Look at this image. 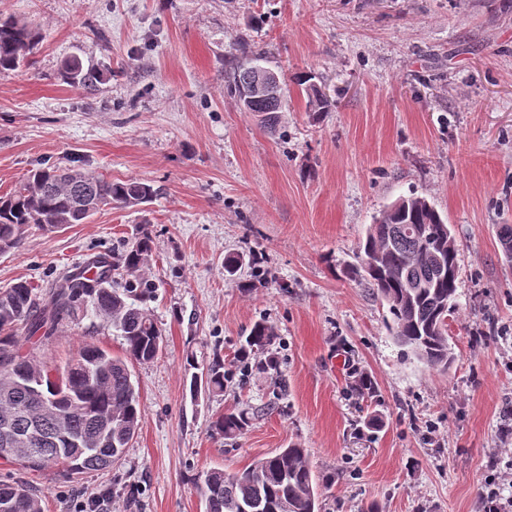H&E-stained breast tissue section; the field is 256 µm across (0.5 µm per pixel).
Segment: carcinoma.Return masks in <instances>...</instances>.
<instances>
[{
    "mask_svg": "<svg viewBox=\"0 0 512 512\" xmlns=\"http://www.w3.org/2000/svg\"><path fill=\"white\" fill-rule=\"evenodd\" d=\"M39 44V33L13 17L0 18V75L27 62ZM263 56L255 53L224 71V89L245 112H260L267 127L278 125L284 99L267 97L244 103L245 84L256 77ZM72 80L93 85L94 77L73 59L66 65ZM301 73L307 109L327 112L333 106ZM158 194L139 179L112 181L73 167L49 166L30 172L0 196V253L24 244L32 225L45 233L70 224H85L101 207H136ZM153 250L142 230L118 255L99 254L68 275L47 303L37 287L21 280L0 289V464L10 467L0 480V512H43L42 499L27 475L62 467L75 482L88 470L112 467L138 434L139 394L129 364L154 361L163 348L162 329L147 306L155 284L144 273ZM358 264L350 272L368 285L390 315L395 343L428 368L446 373L453 357L448 346V320L457 308V250L447 219L426 198L400 197L373 217L359 246ZM94 314L120 332L121 356L84 344L63 365L37 360L23 351L19 333L38 346L51 339L63 321L80 322ZM275 331L265 321L253 324L235 360L248 364L273 344ZM194 369L190 390L224 392L233 373L214 355ZM252 424L245 410L216 417L212 432L224 439L244 434ZM36 434L26 456L15 460L6 448L14 436ZM204 512H321L307 449L292 443L253 461L238 473L213 469L201 486Z\"/></svg>",
    "mask_w": 512,
    "mask_h": 512,
    "instance_id": "1",
    "label": "carcinoma"
}]
</instances>
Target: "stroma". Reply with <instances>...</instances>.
<instances>
[{"mask_svg": "<svg viewBox=\"0 0 512 512\" xmlns=\"http://www.w3.org/2000/svg\"><path fill=\"white\" fill-rule=\"evenodd\" d=\"M38 26L29 65L0 76V195L30 170L76 166L159 187L150 203L30 229L0 254V288L41 292L90 256L154 238L149 301L165 334L133 364L141 424L121 460L69 482L34 475L44 512H203L207 470H244L298 442L322 512H480L488 484L512 489V9L499 0H0ZM266 52L288 85L276 130L224 93L228 61ZM98 75L72 83L67 61ZM311 72L336 102L306 109ZM411 194L447 217L458 312L447 373L404 356L386 309L346 266L372 218ZM260 268L224 273L229 253ZM259 288L246 291L247 281ZM276 333L273 372L235 368L223 393L192 398L188 359L232 362L250 327ZM122 355L90 316L63 322L37 355L64 363L85 342ZM370 374L377 395L353 385ZM246 408L245 434L211 432ZM377 426H368L369 418Z\"/></svg>", "mask_w": 512, "mask_h": 512, "instance_id": "obj_1", "label": "stroma"}]
</instances>
